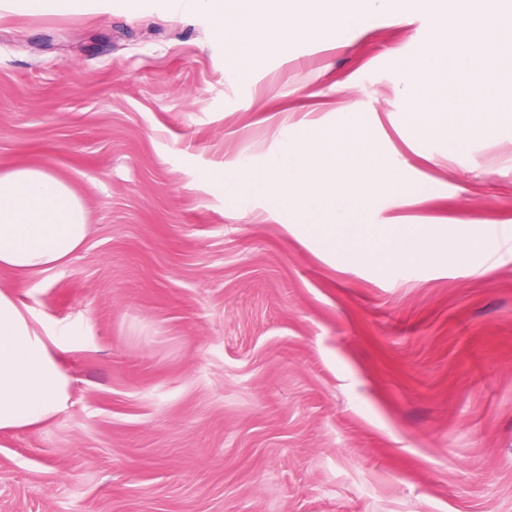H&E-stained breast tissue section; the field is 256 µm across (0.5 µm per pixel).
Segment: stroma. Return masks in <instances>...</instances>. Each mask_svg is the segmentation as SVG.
Masks as SVG:
<instances>
[{"mask_svg": "<svg viewBox=\"0 0 512 512\" xmlns=\"http://www.w3.org/2000/svg\"><path fill=\"white\" fill-rule=\"evenodd\" d=\"M314 31L241 64L206 17L125 0H0V173L83 198L69 263L20 283L67 328V408L0 436V512H512V138L413 126L395 69L434 9ZM366 121L414 206L368 224L469 225L465 258L331 244L210 176Z\"/></svg>", "mask_w": 512, "mask_h": 512, "instance_id": "1", "label": "stroma"}]
</instances>
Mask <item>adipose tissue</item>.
<instances>
[{"instance_id":"1","label":"adipose tissue","mask_w":512,"mask_h":512,"mask_svg":"<svg viewBox=\"0 0 512 512\" xmlns=\"http://www.w3.org/2000/svg\"><path fill=\"white\" fill-rule=\"evenodd\" d=\"M186 13L205 14L226 49L252 59L248 41L228 31L226 17L245 24L259 0H176ZM387 0H342L337 13L315 14L316 0H287L270 32L280 49L313 29L361 26ZM90 231L86 206L70 183L52 170L25 165L0 174V270L18 280L65 265ZM62 336L48 332L14 291L0 289V434L51 423L67 406L71 380L62 366Z\"/></svg>"}]
</instances>
